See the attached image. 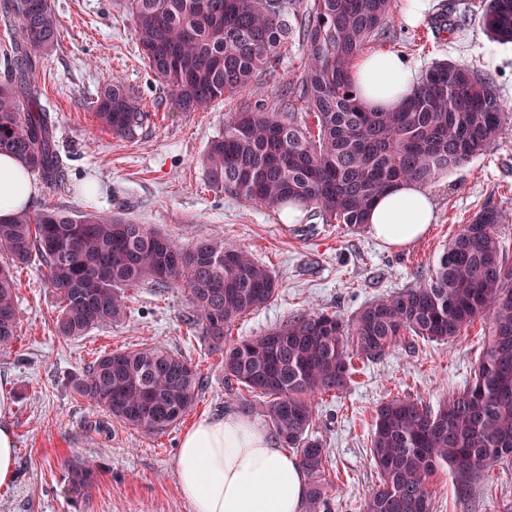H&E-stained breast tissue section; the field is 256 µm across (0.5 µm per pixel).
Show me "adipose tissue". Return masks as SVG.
Returning <instances> with one entry per match:
<instances>
[{
    "instance_id": "1",
    "label": "adipose tissue",
    "mask_w": 512,
    "mask_h": 512,
    "mask_svg": "<svg viewBox=\"0 0 512 512\" xmlns=\"http://www.w3.org/2000/svg\"><path fill=\"white\" fill-rule=\"evenodd\" d=\"M361 101L392 109L417 85L413 66L396 53L361 58L354 68ZM36 191L25 165L0 155V217L30 203ZM435 217L428 190L404 182L380 195L368 224L391 246L422 237ZM178 486L194 512H301L306 472L279 441L251 418L203 416L182 435L177 456Z\"/></svg>"
}]
</instances>
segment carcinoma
I'll use <instances>...</instances> for the list:
<instances>
[{
  "instance_id": "carcinoma-1",
  "label": "carcinoma",
  "mask_w": 512,
  "mask_h": 512,
  "mask_svg": "<svg viewBox=\"0 0 512 512\" xmlns=\"http://www.w3.org/2000/svg\"><path fill=\"white\" fill-rule=\"evenodd\" d=\"M143 59L171 90L175 111L198 112L218 99L276 78L295 36L304 54L299 113L245 105L203 156L215 188L271 211H306L323 224L358 229L375 196L403 180L429 186L486 152L500 135L503 111L492 77L437 62L396 111L365 108L354 63L395 23L392 0H122ZM16 17L0 54V152L20 158L45 185L64 179L54 123L40 106L35 74L60 35L49 0H4ZM486 29L512 41V0H488ZM99 122L133 139L148 120L139 96L116 77L93 101ZM507 215L481 209L439 252L430 274L377 298L345 320L305 310L261 336L226 343L227 329L277 294L271 269L221 237L181 247L144 224L97 211L44 206L0 218V350L17 339L14 268L32 252L60 310L56 335L76 339L127 315L131 288H179L191 305L188 324L221 355L224 383L245 416L257 412L309 477L305 512H329V455L312 437L314 397L339 396L354 384V360L372 362L405 340L444 343L474 321L488 323L473 376L433 408L394 396L373 412L370 455L379 484L363 512H432L430 479L440 468L468 497L472 483L512 461V259L498 233ZM203 379L184 356L141 345L105 353L73 379L74 393L108 416L145 432L164 430L195 407ZM73 498L85 497L100 466L66 461Z\"/></svg>"
}]
</instances>
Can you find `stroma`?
<instances>
[{"label":"stroma","mask_w":512,"mask_h":512,"mask_svg":"<svg viewBox=\"0 0 512 512\" xmlns=\"http://www.w3.org/2000/svg\"><path fill=\"white\" fill-rule=\"evenodd\" d=\"M51 5L60 22L59 41L45 53L36 79L43 108L57 120V146L68 177L53 188L39 185L31 209L51 205L118 213L184 247L219 236L249 251L275 273L279 291L235 322L232 338L262 335L311 308L352 318L366 303L426 277L460 225L487 205L507 214L498 231L512 250V124L489 151L430 185L435 220L408 246H385L364 228L304 216L290 222L207 181L200 158L241 97L190 114L174 111L169 88L141 59L131 21L117 0H51ZM392 8L396 28L373 41L372 52L403 55L419 73L447 60L489 74L503 108L512 113V42L491 38L482 0H428L414 23L406 18L402 0H393ZM443 9L460 28L435 33L431 21ZM303 64L298 40H290L280 84H258L243 97L277 103L282 86L298 82ZM114 75L135 89L151 114L133 139L113 136L91 107L98 89ZM42 264L35 254L17 272L18 336L9 352L0 351V388L12 397L8 421L17 443V478L0 486V512H192L176 476L181 434L195 418L233 413L237 406L228 399L220 355L183 322L189 310L185 293L132 289L124 321L65 340L55 334L59 307L44 282ZM486 330L478 320L443 344L400 345L357 374L347 393L314 400L311 430L330 454L331 512H362L378 483L369 452L375 406L392 396L434 405L462 389ZM137 344L181 354L204 378L192 414L158 433L108 420L71 385L96 357ZM103 420L109 428L102 432ZM74 456L95 459L102 467L95 487L76 502L64 471ZM431 494L433 512H512V462L481 475L470 499L458 493L448 470H438Z\"/></svg>","instance_id":"35a3bbf8"}]
</instances>
